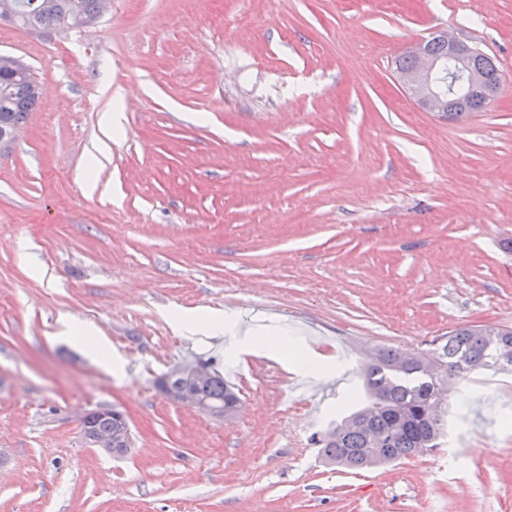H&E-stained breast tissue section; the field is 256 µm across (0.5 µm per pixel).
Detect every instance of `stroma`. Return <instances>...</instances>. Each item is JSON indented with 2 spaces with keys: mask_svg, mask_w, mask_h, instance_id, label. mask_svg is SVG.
I'll use <instances>...</instances> for the list:
<instances>
[{
  "mask_svg": "<svg viewBox=\"0 0 512 512\" xmlns=\"http://www.w3.org/2000/svg\"><path fill=\"white\" fill-rule=\"evenodd\" d=\"M437 28L502 73L459 122L394 79ZM0 53L49 101L0 156V512H512V373L468 374L430 455L346 471L313 442L359 406L363 351L512 326V0H112L52 38L0 22ZM203 311L224 332L181 325ZM254 317L293 361L229 346ZM302 356L332 371L284 399ZM193 358L233 419L156 389ZM100 404L129 417L123 456L84 443ZM63 325L65 328V335L81 343L102 365L110 370H112V368L115 370L118 369L114 360L112 362L111 349L99 337L91 334V331L85 326V324L76 319L68 318L63 321Z\"/></svg>",
  "mask_w": 512,
  "mask_h": 512,
  "instance_id": "obj_1",
  "label": "stroma"
}]
</instances>
